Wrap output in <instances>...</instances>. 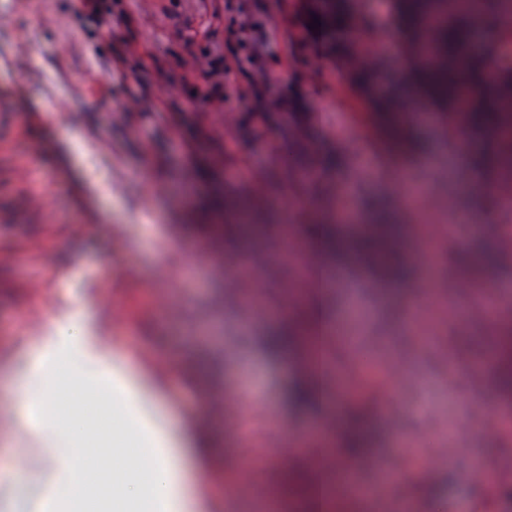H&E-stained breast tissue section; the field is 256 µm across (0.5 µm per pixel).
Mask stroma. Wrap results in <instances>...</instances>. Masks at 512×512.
<instances>
[{
    "mask_svg": "<svg viewBox=\"0 0 512 512\" xmlns=\"http://www.w3.org/2000/svg\"><path fill=\"white\" fill-rule=\"evenodd\" d=\"M307 2L100 0L93 15L85 0H0V382L31 336L30 311L107 287L130 311L117 332L110 308L95 306L111 353L200 368L202 392L172 387L161 406L194 415L214 435L227 477L250 485L223 512L305 495L293 481L304 460L287 462L282 451L330 416L337 436L350 418L368 424L365 482L393 492L382 471L399 456L418 463L412 512H512V393L499 385L495 346L512 318L491 314L512 296V238L499 232L512 225V206L500 201L512 197V179L471 196L479 172L460 160L448 114L410 95L387 0H364L356 20L374 64L365 87L310 30ZM393 88L410 95L401 116L373 111L372 96ZM403 170L426 185L423 209L399 191ZM282 223L300 251L286 266ZM321 224L349 242L374 224L402 232L381 268L355 249L326 256L334 285L316 295L302 258L321 253ZM205 225L217 252L199 260L193 245ZM126 240L137 252L121 267ZM108 264L107 286L98 272ZM162 265L184 285L159 308L151 295ZM256 282L291 286L276 316L246 309ZM427 296L455 315L421 336L408 315ZM355 303L366 318L339 342L346 359L401 362L404 383L370 408L351 390L295 406L288 390L307 377L300 348L270 354L267 336L302 319L334 328ZM476 365L484 381L467 415L462 392ZM218 391L246 402L234 428L205 404ZM488 399L495 414L482 406ZM463 430L464 458L420 465ZM480 466L498 479L478 477Z\"/></svg>",
    "mask_w": 512,
    "mask_h": 512,
    "instance_id": "stroma-1",
    "label": "stroma"
}]
</instances>
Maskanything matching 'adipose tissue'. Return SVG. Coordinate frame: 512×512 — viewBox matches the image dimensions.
Instances as JSON below:
<instances>
[{
    "label": "adipose tissue",
    "mask_w": 512,
    "mask_h": 512,
    "mask_svg": "<svg viewBox=\"0 0 512 512\" xmlns=\"http://www.w3.org/2000/svg\"><path fill=\"white\" fill-rule=\"evenodd\" d=\"M13 379L0 393V512H222V479L202 478L206 436L159 406L185 373L111 361L92 300L49 315Z\"/></svg>",
    "instance_id": "adipose-tissue-1"
}]
</instances>
